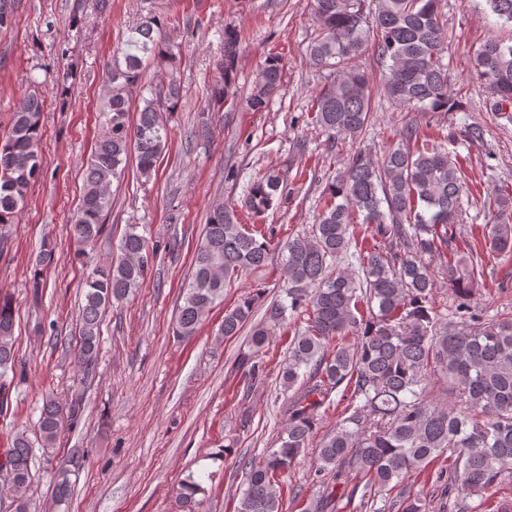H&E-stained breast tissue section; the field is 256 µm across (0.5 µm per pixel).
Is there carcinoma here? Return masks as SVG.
Masks as SVG:
<instances>
[{"instance_id":"obj_1","label":"carcinoma","mask_w":512,"mask_h":512,"mask_svg":"<svg viewBox=\"0 0 512 512\" xmlns=\"http://www.w3.org/2000/svg\"><path fill=\"white\" fill-rule=\"evenodd\" d=\"M492 14L512 24V0H485ZM17 0H0V28L12 26ZM318 34L308 47L310 64L329 70L313 99L315 123L331 144L354 140L371 118L370 78L359 64L369 47L384 67L383 90L397 104L417 112H455L459 100L448 91V30L439 0H310ZM128 29L118 53L106 64L108 93L102 112L105 129L83 177V194L73 224L76 241L86 247L99 235L112 208V181L125 174L130 158L145 177L154 171L169 137L164 114L177 109L181 89L176 77L181 44L157 15L153 2ZM240 43L224 29V53L215 61L217 79L208 109L220 111L235 97ZM152 59L168 70L159 88L142 85V66ZM284 64L265 57L247 99L253 112L266 111L281 84ZM477 76L496 97L512 105V43L487 39L475 58ZM140 105H134V102ZM44 100L36 92L17 102L8 129L0 133V224H11L28 188L41 173L39 146ZM282 185L272 169L255 172L246 184L244 206L254 214L272 208ZM467 183L460 160L444 144H428L415 125L379 155L359 149L344 171L324 190L325 206L310 234L286 241L256 237L239 224L232 207L215 200L204 237L193 256V272L183 288V304L173 326L177 337L194 335L224 301L227 280L267 264L271 250L281 254L283 298L271 303L251 330L248 373H260L259 356L287 312L307 315V324L288 345L281 379L290 392L286 422L272 447L245 465L237 512H282L280 484L312 443L320 409L342 390L347 416L322 434L312 469L317 478L334 474L336 485L320 481L309 512H335L345 496L344 473L363 486L361 507L374 503L448 455L446 480L436 482L461 499L492 494L512 470V316L485 320L471 311L473 288L483 276L481 256L453 247ZM497 218L486 225L485 245L512 253V192L496 197ZM373 226L374 244L349 253L353 215ZM140 225L129 224L115 256L92 268L85 281L78 317L74 365L83 373L97 364L103 313L113 303L144 287L150 261L157 255ZM438 257L434 267L426 258ZM55 260L51 243L41 246L29 286L46 287L44 271ZM448 280L457 300V317L446 320L436 307L438 279ZM366 311L360 310V305ZM252 312L246 298L224 311L221 336H235ZM15 315L10 293L0 289V404L21 367L15 350ZM80 401L48 398L33 430H18L0 450V485L15 512H27L34 450L53 448L66 421L74 420ZM83 464L74 452L54 473V503L68 501L70 475ZM207 489L194 474L179 483L177 512H201ZM428 492L392 501L397 512H426Z\"/></svg>"}]
</instances>
